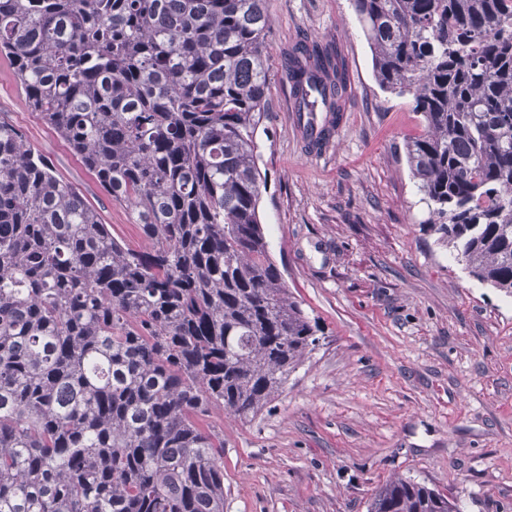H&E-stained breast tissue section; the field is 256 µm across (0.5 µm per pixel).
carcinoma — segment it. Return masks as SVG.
<instances>
[{
  "label": "carcinoma",
  "instance_id": "obj_1",
  "mask_svg": "<svg viewBox=\"0 0 512 512\" xmlns=\"http://www.w3.org/2000/svg\"><path fill=\"white\" fill-rule=\"evenodd\" d=\"M428 224L512 293V0H353ZM266 0H0L29 106L139 225L112 236L0 121V512H224L215 409L254 418L315 350L258 214ZM295 100L334 133L344 60L304 39ZM368 512H458L397 477Z\"/></svg>",
  "mask_w": 512,
  "mask_h": 512
}]
</instances>
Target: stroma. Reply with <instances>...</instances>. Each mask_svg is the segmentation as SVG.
Instances as JSON below:
<instances>
[{"instance_id":"1","label":"stroma","mask_w":512,"mask_h":512,"mask_svg":"<svg viewBox=\"0 0 512 512\" xmlns=\"http://www.w3.org/2000/svg\"><path fill=\"white\" fill-rule=\"evenodd\" d=\"M271 114L261 136V223L288 291L321 338L253 419L213 411L224 437V512H368L390 478L424 483L461 512H512V296L478 282L424 225L403 149L409 99L380 90L351 0H267ZM346 60L349 100L308 153L284 58L301 39ZM0 120L79 189L113 236L139 230L33 111L0 56Z\"/></svg>"}]
</instances>
